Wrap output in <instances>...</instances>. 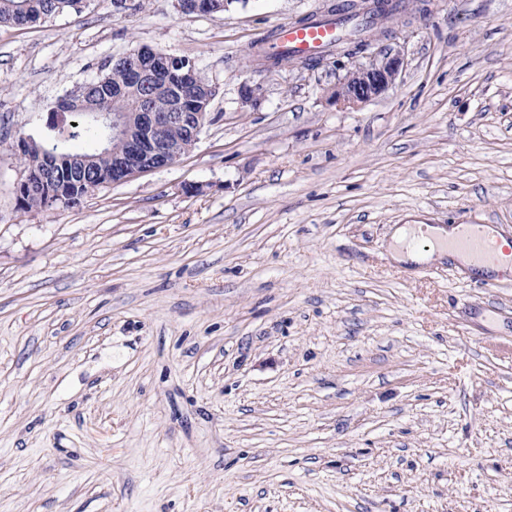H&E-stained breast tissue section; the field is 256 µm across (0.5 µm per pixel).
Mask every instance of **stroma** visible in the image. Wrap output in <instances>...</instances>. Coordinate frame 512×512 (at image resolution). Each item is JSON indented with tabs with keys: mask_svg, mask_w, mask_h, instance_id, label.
<instances>
[{
	"mask_svg": "<svg viewBox=\"0 0 512 512\" xmlns=\"http://www.w3.org/2000/svg\"><path fill=\"white\" fill-rule=\"evenodd\" d=\"M335 2L0 26V512H512V273L391 257L405 224L512 237V0H407L354 110L332 61L251 57ZM140 46L212 85L195 147L19 209L18 138ZM346 58L344 76L330 97L339 109H355L368 100L381 95L398 77L404 65L401 51H393L373 42L361 53L341 54Z\"/></svg>",
	"mask_w": 512,
	"mask_h": 512,
	"instance_id": "35a3bbf8",
	"label": "stroma"
}]
</instances>
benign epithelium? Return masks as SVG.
Listing matches in <instances>:
<instances>
[{
    "label": "benign epithelium",
    "mask_w": 512,
    "mask_h": 512,
    "mask_svg": "<svg viewBox=\"0 0 512 512\" xmlns=\"http://www.w3.org/2000/svg\"><path fill=\"white\" fill-rule=\"evenodd\" d=\"M123 58L130 62L131 77L138 89L135 111L112 113L99 107L97 119L112 137L125 143L123 153L112 156V183L130 180L139 173L167 167L192 150L205 123L212 121L208 112H187L189 85L196 73L195 63L181 62V57L168 52L141 47ZM346 70L330 97L340 109H355L381 95L398 77L404 65L401 51H393L372 43L361 53L344 55ZM158 91L167 94L170 108L156 112L151 100ZM240 108H253L260 100V87L243 82L238 88ZM39 163L25 166L26 175L20 186L44 182L53 175L58 154L39 150Z\"/></svg>",
    "instance_id": "benign-epithelium-1"
}]
</instances>
